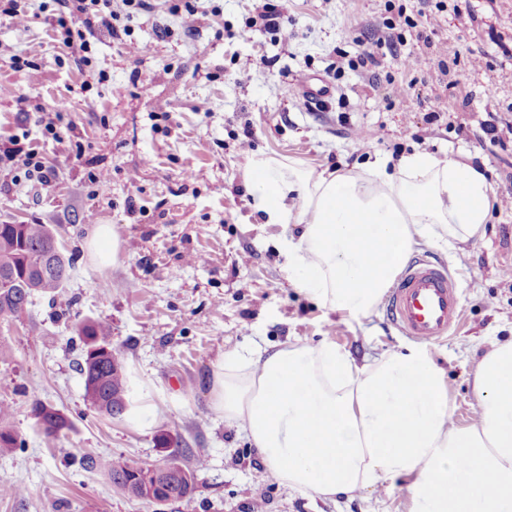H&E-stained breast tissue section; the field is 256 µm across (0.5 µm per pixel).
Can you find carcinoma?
<instances>
[{
  "label": "carcinoma",
  "mask_w": 512,
  "mask_h": 512,
  "mask_svg": "<svg viewBox=\"0 0 512 512\" xmlns=\"http://www.w3.org/2000/svg\"><path fill=\"white\" fill-rule=\"evenodd\" d=\"M55 235L48 224H0V314L14 313L34 292L55 293L69 280L72 262L55 251ZM85 341L81 364L85 399L100 414L112 420L124 415L129 405V377L122 354L112 348L111 330L103 321H85L78 328ZM12 409L0 405V452L16 446V437L4 423ZM31 414L44 437L51 441L70 428V422L39 400L31 404ZM82 467L105 474L121 487L140 480L145 464L137 458L112 461L85 456ZM176 466L167 483L175 499L191 495L195 481L182 476Z\"/></svg>",
  "instance_id": "cac0c4a2"
}]
</instances>
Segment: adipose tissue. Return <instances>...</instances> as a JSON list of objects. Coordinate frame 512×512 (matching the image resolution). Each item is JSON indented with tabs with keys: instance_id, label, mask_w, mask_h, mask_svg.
Instances as JSON below:
<instances>
[{
	"instance_id": "1",
	"label": "adipose tissue",
	"mask_w": 512,
	"mask_h": 512,
	"mask_svg": "<svg viewBox=\"0 0 512 512\" xmlns=\"http://www.w3.org/2000/svg\"><path fill=\"white\" fill-rule=\"evenodd\" d=\"M266 223L293 224L283 246L294 287L365 318L414 245L483 236L495 191L453 153L416 152L397 171L298 170L274 158L246 174ZM474 423L452 420L443 369L419 344L357 364L332 342L234 350L213 367L210 408L236 424L274 478L336 498L403 480L410 512H512V339L471 373Z\"/></svg>"
}]
</instances>
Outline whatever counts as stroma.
Masks as SVG:
<instances>
[{
  "mask_svg": "<svg viewBox=\"0 0 512 512\" xmlns=\"http://www.w3.org/2000/svg\"><path fill=\"white\" fill-rule=\"evenodd\" d=\"M386 2L288 0L276 29L257 26L244 43L234 34L263 0H159L154 12L117 21L121 39L99 34L85 70L40 21L54 0H30L28 23L0 20V135L27 130L58 182L49 188L28 180L21 161L0 163V224L51 225L73 261L61 292L33 294L23 310L0 315V403L11 405L17 437L0 453V512H408L399 480L333 501L281 484L245 434L209 407L212 368L229 351L332 341L361 363L406 340L385 305L356 321L288 282L281 244L295 227L264 223L245 180L260 156L357 172L378 157L393 167L415 151L451 150L482 167L496 191L485 236L453 252L413 250L457 273L464 320L427 350L446 373L460 424L476 417L470 378L487 339H512V0H469L464 9L445 0L440 12L432 0H399L409 15L430 13L419 28L432 32L433 48L412 37L375 65L337 70L339 56L356 58L387 37ZM173 4L195 8V30L182 28ZM409 50L417 57L410 71L402 64ZM15 54L39 62V73L14 70ZM246 55L274 65L240 75ZM302 79L330 96L309 105L289 94ZM410 81L415 96L400 102ZM22 94L31 99L24 114ZM204 100L210 112L198 111ZM62 101L67 129L58 143L39 121ZM490 123L501 139L491 150L482 146ZM247 138L251 148L241 149ZM94 172L108 174L106 192ZM101 224L120 241L107 264L89 247ZM89 319L109 324L125 358L135 405L120 419L84 397L76 327ZM35 398L69 420L58 439L36 426ZM164 433L176 451L160 444ZM173 453L182 465L205 466L190 497L163 505L116 491L79 464L85 454L155 464Z\"/></svg>",
  "mask_w": 512,
  "mask_h": 512,
  "instance_id": "1",
  "label": "stroma"
}]
</instances>
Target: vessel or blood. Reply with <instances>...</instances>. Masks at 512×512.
I'll list each match as a JSON object with an SVG mask.
<instances>
[{"instance_id":"vessel-or-blood-1","label":"vessel or blood","mask_w":512,"mask_h":512,"mask_svg":"<svg viewBox=\"0 0 512 512\" xmlns=\"http://www.w3.org/2000/svg\"><path fill=\"white\" fill-rule=\"evenodd\" d=\"M390 324L423 343L448 337L462 318L457 280L447 266L409 259L387 295Z\"/></svg>"}]
</instances>
